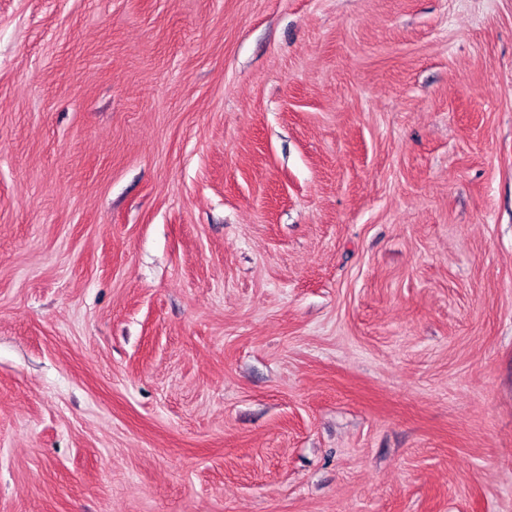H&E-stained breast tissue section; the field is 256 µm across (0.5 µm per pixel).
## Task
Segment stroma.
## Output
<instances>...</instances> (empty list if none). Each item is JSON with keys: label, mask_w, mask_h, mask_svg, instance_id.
<instances>
[{"label": "stroma", "mask_w": 512, "mask_h": 512, "mask_svg": "<svg viewBox=\"0 0 512 512\" xmlns=\"http://www.w3.org/2000/svg\"><path fill=\"white\" fill-rule=\"evenodd\" d=\"M0 512H512V0H0Z\"/></svg>", "instance_id": "obj_1"}]
</instances>
